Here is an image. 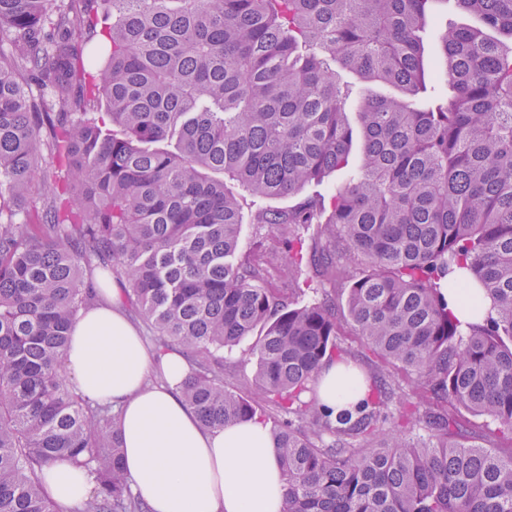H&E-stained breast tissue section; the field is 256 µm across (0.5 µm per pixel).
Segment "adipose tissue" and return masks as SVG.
Listing matches in <instances>:
<instances>
[{"label":"adipose tissue","instance_id":"ef3b65f1","mask_svg":"<svg viewBox=\"0 0 512 512\" xmlns=\"http://www.w3.org/2000/svg\"><path fill=\"white\" fill-rule=\"evenodd\" d=\"M74 324L65 371L77 390L121 414L124 463L132 489L149 512H281L285 481L266 425L237 422L221 430L201 426L180 395L187 363L178 353L154 357L118 308V286ZM165 382L145 386L151 365ZM365 396L344 365H327L319 397L340 410ZM46 494L57 504L85 499L87 473L64 462L45 469Z\"/></svg>","mask_w":512,"mask_h":512}]
</instances>
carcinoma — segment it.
<instances>
[{"instance_id": "obj_1", "label": "carcinoma", "mask_w": 512, "mask_h": 512, "mask_svg": "<svg viewBox=\"0 0 512 512\" xmlns=\"http://www.w3.org/2000/svg\"><path fill=\"white\" fill-rule=\"evenodd\" d=\"M441 2L0 0V512H148L118 413L65 374L100 267L160 348L189 355L181 395L204 427L274 420L281 512H512V455L456 441L465 412L512 446V0H455L475 23L437 31L431 63ZM94 41L109 53L93 75ZM344 71L392 92L361 90L353 122ZM428 80L448 88L429 106ZM345 168L330 197L250 217L290 281L306 224L323 225L320 264L354 263L347 323L374 366L336 413L316 391L345 361L336 305L241 251L240 199ZM455 266L491 302L465 327L444 292ZM248 339L263 408L224 387V352ZM395 366L440 410L396 425ZM56 459L90 476L83 502L45 494Z\"/></svg>"}]
</instances>
